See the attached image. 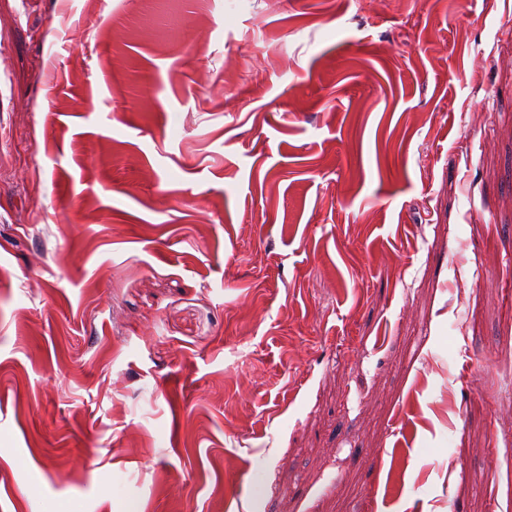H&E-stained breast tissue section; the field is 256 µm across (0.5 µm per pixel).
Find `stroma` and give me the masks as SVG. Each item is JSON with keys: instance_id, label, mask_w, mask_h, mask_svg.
Instances as JSON below:
<instances>
[{"instance_id": "stroma-1", "label": "stroma", "mask_w": 512, "mask_h": 512, "mask_svg": "<svg viewBox=\"0 0 512 512\" xmlns=\"http://www.w3.org/2000/svg\"><path fill=\"white\" fill-rule=\"evenodd\" d=\"M512 512V0H0V512Z\"/></svg>"}]
</instances>
